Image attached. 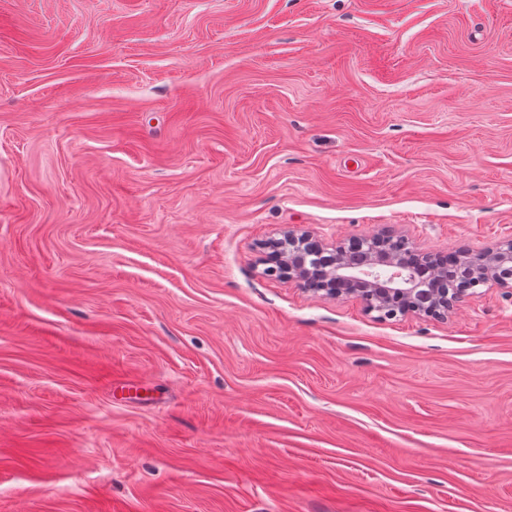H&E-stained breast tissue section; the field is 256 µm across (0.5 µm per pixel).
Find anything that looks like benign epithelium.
<instances>
[{"label":"benign epithelium","mask_w":512,"mask_h":512,"mask_svg":"<svg viewBox=\"0 0 512 512\" xmlns=\"http://www.w3.org/2000/svg\"><path fill=\"white\" fill-rule=\"evenodd\" d=\"M374 249L361 258L353 256L356 239L330 247L308 231L288 230L267 243L278 263L279 274L302 284L318 275L324 296H356L381 318L401 313L446 320L456 305L475 289L488 285L507 288L512 283L498 276L500 265L512 261V241L485 250L462 247L453 252L464 265L472 284L452 292L446 288H420L418 281H439L447 265L441 253L424 252L408 239L389 231L370 236Z\"/></svg>","instance_id":"7a95c632"}]
</instances>
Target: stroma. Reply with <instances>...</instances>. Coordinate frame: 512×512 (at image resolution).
Here are the masks:
<instances>
[{"label":"stroma","instance_id":"obj_1","mask_svg":"<svg viewBox=\"0 0 512 512\" xmlns=\"http://www.w3.org/2000/svg\"><path fill=\"white\" fill-rule=\"evenodd\" d=\"M290 229L512 239V0H0V512H512V297ZM362 240H373L375 247L356 259L354 245ZM393 240H398L413 254V265L408 264L399 252L388 248ZM267 248L272 249L283 278L305 285L314 275H319L323 281L320 291L323 296L333 299L359 297L370 312H377L381 318L396 316L398 312L393 304L404 301L402 315L414 313L447 320L462 299L478 294L474 288L497 285L509 289L510 294L512 292V283L498 276L499 266L512 261L511 240L490 249L462 247L452 252L472 279L468 288L452 292L447 288L462 287L469 282L463 269L448 277L447 288H418L419 280L436 282L446 277L447 265L443 264L442 257L447 253L424 252L408 239L389 231L329 247L308 231L288 230L282 238L268 242ZM320 259L326 260L323 268L316 263ZM415 266L418 272H414Z\"/></svg>","mask_w":512,"mask_h":512}]
</instances>
